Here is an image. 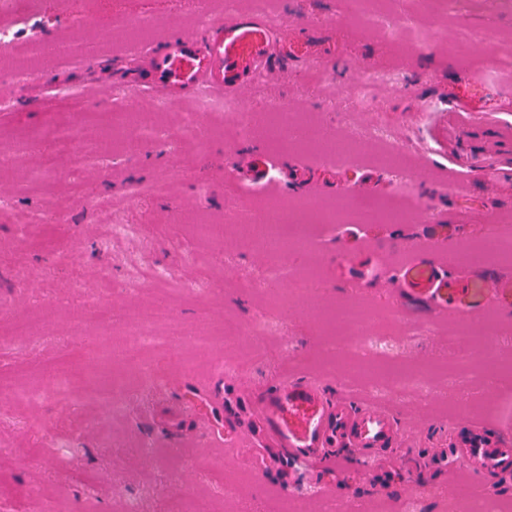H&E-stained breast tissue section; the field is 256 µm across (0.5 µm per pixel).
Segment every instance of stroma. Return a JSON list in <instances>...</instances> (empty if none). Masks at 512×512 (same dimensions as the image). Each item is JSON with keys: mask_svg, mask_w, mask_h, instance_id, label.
I'll use <instances>...</instances> for the list:
<instances>
[{"mask_svg": "<svg viewBox=\"0 0 512 512\" xmlns=\"http://www.w3.org/2000/svg\"><path fill=\"white\" fill-rule=\"evenodd\" d=\"M199 0H39V27L0 71V312L32 317L29 336L0 335V512H122L125 498L144 512H193L210 499L213 512H307L332 500L345 512H454L444 492L448 474L407 472L400 449L384 471L356 462L316 470L288 467L265 446L249 403L281 373L324 377L328 397L351 394L387 402L404 432L431 447L455 421L448 415L467 390L471 422L512 426V383L489 387L450 371L453 338L463 324L402 300L399 268L432 225L453 224L452 250L482 247L512 234V6L505 0H272L294 36L322 56L321 68L289 57L274 60L257 89L175 103L148 94L140 61L184 33L205 41ZM148 23L140 33L130 24ZM108 85L106 98L92 88ZM81 112H57L70 98ZM335 135L340 156L273 133L281 105ZM255 114L248 135L229 137L228 115ZM134 112L159 115L164 147L128 123ZM202 113L208 139L182 135L184 113ZM295 164L307 178L279 192L225 189L236 160L251 151ZM458 174V186L447 183ZM141 182L164 184L160 196L138 197ZM335 209L333 224H314L305 247L276 252L253 243L228 249L199 225L233 233L259 208H282L300 221L315 208ZM116 224L149 231L116 240ZM173 266L192 292L155 286L117 290L130 267ZM280 265L282 275L269 281ZM310 283L319 312L302 320L290 285ZM112 296V330L101 334L88 311ZM167 302L171 323L160 335L183 351V371L143 379L123 362L130 311ZM354 305L375 326L371 363L347 349L363 334H345V351L321 349L332 317ZM270 310L264 335L251 337L257 308ZM485 342L490 357L512 361V311L492 309ZM250 365L234 368L237 357ZM402 360L408 381L383 376ZM226 364L217 376L212 363ZM117 389L105 409L101 384ZM239 442L216 448L217 431ZM166 448L146 459L145 445ZM262 453L267 470L247 460ZM334 485L331 497L321 486Z\"/></svg>", "mask_w": 512, "mask_h": 512, "instance_id": "35a3bbf8", "label": "stroma"}]
</instances>
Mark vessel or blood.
<instances>
[{"instance_id": "vessel-or-blood-1", "label": "vessel or blood", "mask_w": 512, "mask_h": 512, "mask_svg": "<svg viewBox=\"0 0 512 512\" xmlns=\"http://www.w3.org/2000/svg\"><path fill=\"white\" fill-rule=\"evenodd\" d=\"M210 27L206 45L180 35L149 58L160 95L236 94L268 65L277 35L263 18L220 16L211 19ZM279 167L278 161L262 154L236 163L234 173L272 189L279 184L272 176ZM453 232V227L432 225L427 241L415 248L397 277L398 294L471 322L493 306L512 309V277L480 275L461 261L459 253H444L442 245ZM442 253L447 261H439ZM252 410L264 440L291 462L333 465L339 461L337 449L357 448L369 462L379 464L385 460L384 449L407 445L397 418L385 405L327 397L319 378L282 377L253 400ZM428 464L476 479L512 476V439L489 427L468 425L453 431L447 447L405 457L410 470Z\"/></svg>"}]
</instances>
